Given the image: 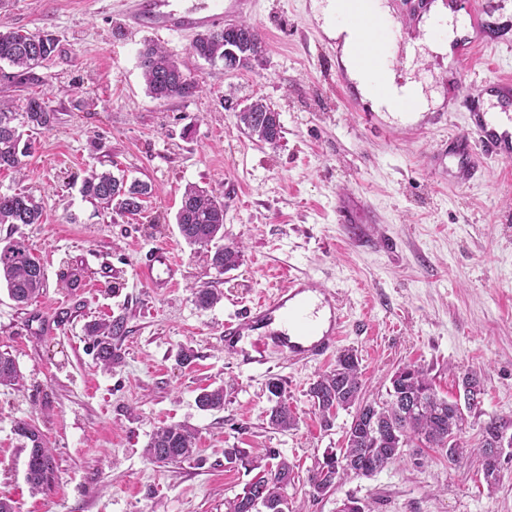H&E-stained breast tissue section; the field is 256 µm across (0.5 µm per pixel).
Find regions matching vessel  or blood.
Instances as JSON below:
<instances>
[{
	"label": "vessel or blood",
	"mask_w": 512,
	"mask_h": 512,
	"mask_svg": "<svg viewBox=\"0 0 512 512\" xmlns=\"http://www.w3.org/2000/svg\"><path fill=\"white\" fill-rule=\"evenodd\" d=\"M343 22L372 34L367 47L356 49L354 64L365 73L377 76L391 61H408L407 46L413 41L411 24L401 18L387 19L370 0H343ZM255 0H196L187 7L174 6L172 0H138L133 21L150 26L152 32L169 34L187 29H219L251 14ZM472 127L448 138L433 163L446 165L451 181L463 183L477 171L482 158L512 159V114L498 120L495 113L468 108ZM144 281L154 288H172L179 281L181 268L171 249L155 247L140 265ZM345 316L335 289L320 286L306 274L290 279L287 287L224 322V343L238 344L253 331H270L281 357L293 363L321 362L336 351Z\"/></svg>",
	"instance_id": "obj_1"
}]
</instances>
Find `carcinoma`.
Instances as JSON below:
<instances>
[{"instance_id": "obj_1", "label": "carcinoma", "mask_w": 512, "mask_h": 512, "mask_svg": "<svg viewBox=\"0 0 512 512\" xmlns=\"http://www.w3.org/2000/svg\"><path fill=\"white\" fill-rule=\"evenodd\" d=\"M246 37L238 47L239 60L231 61L232 69H251L262 61L266 48L256 27L243 21L239 24ZM224 30H205L197 34L192 49L196 56L212 65L224 62ZM56 39L49 33L30 34L20 30H0V92L21 91L42 82L38 69L49 61L56 50ZM139 66L146 83L147 94L158 101L186 98L198 91V84L187 81L180 64L162 47L148 44L139 53ZM57 116L42 98L29 96L21 109L13 100L0 98V169L21 171L22 158L31 144L23 139V128L49 129ZM240 129L251 139L276 146L282 139L283 127L279 113L260 100L247 105L236 114ZM152 187L140 180L127 182L113 173L92 170L84 178L81 194L106 209L115 208L124 214L136 215L144 208ZM42 209L24 192L0 193V224H39ZM176 224L183 240L194 249L204 251L209 264L217 273L233 269L241 257L237 245L211 248L217 239H224V202L193 185L184 188ZM19 305L37 298L46 286L44 268L34 256L25 239L8 238L0 245V284ZM223 294L209 287L195 292L196 305L209 309L220 302ZM117 323L95 322L87 333L96 359L107 370L119 362L112 348V337L121 333ZM22 376L14 359L0 353V385L15 386ZM270 401L269 424L281 431L294 428L297 420L283 402V387L272 379L267 384ZM309 396L317 409L322 425L328 429L340 410L348 411L351 422L345 431V447L340 452L326 454L308 474L312 496L335 490L350 475L343 463L351 460L361 476L371 477L388 464L403 457V448H438L448 462L458 461L467 452L463 436V419L458 403L438 395L427 371L412 366V372L394 374L388 399L380 402L364 397L362 372L357 354L346 349L336 356L333 369L310 384ZM203 411L224 409V387L205 388L196 398ZM512 426V419L488 415L479 429L476 455L481 472L489 485L501 479L500 461L493 450V440ZM14 434L20 447L27 452L26 481L35 491H41L55 480V464L40 429L26 419L15 422ZM197 435L181 426H165L156 430L145 448L154 464H172L191 458L196 450ZM292 468L288 460H280L244 487L242 493L229 502L228 512H284L288 507L286 490Z\"/></svg>"}]
</instances>
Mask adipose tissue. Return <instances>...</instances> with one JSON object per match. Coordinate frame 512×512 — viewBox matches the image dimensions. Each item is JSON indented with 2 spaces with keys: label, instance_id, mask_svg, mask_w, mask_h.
<instances>
[{
  "label": "adipose tissue",
  "instance_id": "1",
  "mask_svg": "<svg viewBox=\"0 0 512 512\" xmlns=\"http://www.w3.org/2000/svg\"><path fill=\"white\" fill-rule=\"evenodd\" d=\"M313 9L323 31L331 39L341 44L342 62L350 79L355 82L362 100L368 102L374 111H388L389 106L384 97L381 96L376 83L353 64L352 50L356 45L366 42L367 33L339 21L338 16L342 9V0H315ZM435 19L448 24L447 37L439 39L431 35L430 24ZM452 20L453 13L444 4L443 0H434L419 25L422 33L421 44L437 54H450L453 42L462 35L461 28L453 26Z\"/></svg>",
  "mask_w": 512,
  "mask_h": 512
}]
</instances>
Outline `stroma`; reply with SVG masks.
Listing matches in <instances>:
<instances>
[{
  "label": "stroma",
  "instance_id": "stroma-1",
  "mask_svg": "<svg viewBox=\"0 0 512 512\" xmlns=\"http://www.w3.org/2000/svg\"><path fill=\"white\" fill-rule=\"evenodd\" d=\"M313 0H257L252 18L269 46L263 65L215 76L193 54L194 32L123 34V0H0V29L52 33L54 57L41 84L14 93L45 99L57 120L25 130L32 150L22 172L0 170V193L31 194L41 223L0 224V239L24 238L43 265L46 287L21 306L0 288V351L23 383L0 386V495L17 512H228L257 475L225 459L245 449L261 466L287 459L296 512H337L353 496L372 512H512V455L487 486L476 458L449 462L426 450L369 478L349 476L337 491L309 493V470L344 445L351 421L339 412L324 430L308 394L328 363L291 364L272 355L269 371H246L224 348V321L284 285V272L334 287L349 316L342 347L356 351L368 398L385 400L393 374L428 370L441 395L455 397L464 373H477L486 413L512 418V161L483 160L473 179L453 184L429 152L465 126L457 95L512 78V30L480 47L462 88L450 63L433 53L400 64L449 111L447 128L417 139L370 128L328 77L331 46ZM164 47L200 90L153 100L138 54ZM264 99L280 114L277 147L241 132L234 107ZM109 170L152 186L132 216L83 198V178ZM193 184L224 203V241L239 244L238 267L217 273L180 236L175 215ZM350 213L339 220V207ZM171 245L182 267L176 287H149L138 267ZM92 280L62 287L72 274ZM223 291L196 307L192 291ZM122 322L112 344L120 357L102 370L88 347L89 324ZM191 351L183 363L182 351ZM279 379L295 429L268 423L267 383ZM223 387L224 409L204 412L202 388ZM34 420L52 449L56 477L44 492L25 480L26 453L13 432ZM197 433L189 460L159 466L144 449L161 426Z\"/></svg>",
  "mask_w": 512,
  "mask_h": 512
}]
</instances>
